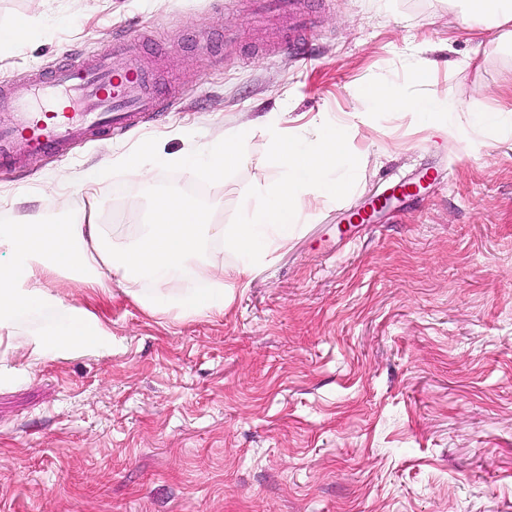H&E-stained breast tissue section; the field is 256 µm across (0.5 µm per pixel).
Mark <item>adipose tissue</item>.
Returning a JSON list of instances; mask_svg holds the SVG:
<instances>
[{"instance_id":"adipose-tissue-1","label":"adipose tissue","mask_w":512,"mask_h":512,"mask_svg":"<svg viewBox=\"0 0 512 512\" xmlns=\"http://www.w3.org/2000/svg\"><path fill=\"white\" fill-rule=\"evenodd\" d=\"M363 97L376 110L413 111L429 125L447 130L454 127L456 105L448 93L409 99L392 83L367 86ZM265 128L273 158L281 170L278 180L258 185L244 196L237 224L227 227L211 221L209 208L168 193L156 198L151 221L123 227L107 236L93 210H81L64 221L46 220L43 214L0 226V359L25 347L32 361L49 353L79 354L107 347L111 336L92 312L64 306L48 284L49 277L68 274L84 287L106 291L111 280L141 278L147 289L135 301L152 313L171 310L181 315L223 314L235 287L254 266L287 244L297 225L309 217L305 198L317 194L335 201L354 183L352 170L335 176L337 166L351 153L352 129L342 123L316 121L305 135L285 131L275 116ZM250 128L243 127L212 140L196 154L171 155L145 146L119 157L127 175L148 183L155 168L176 164L189 173L204 172L212 180H223L226 170L246 156ZM219 241L225 252L236 255L225 263L222 254L208 252L209 240ZM182 280L170 288L171 280ZM36 309L65 310L63 331L41 329L18 337L22 314Z\"/></svg>"}]
</instances>
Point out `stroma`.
Here are the masks:
<instances>
[{"instance_id": "1", "label": "stroma", "mask_w": 512, "mask_h": 512, "mask_svg": "<svg viewBox=\"0 0 512 512\" xmlns=\"http://www.w3.org/2000/svg\"><path fill=\"white\" fill-rule=\"evenodd\" d=\"M311 62L271 53L287 19L252 22V0H0V26L35 19L0 48V82L137 39L180 94L126 134L68 158L0 166V225L89 203L105 227L136 223L170 190L236 223L252 187L279 175L261 119L302 133L351 123L366 85L460 106L512 109V42L466 23L460 0H317ZM425 68L428 83L410 79ZM423 126L376 111L360 125L356 182L310 200L309 223L258 265L220 316L151 314L143 281L54 288L93 312L107 351L24 350L0 363V512H512V133ZM248 159L223 181L160 168L151 186L102 157L158 144L179 155L241 124ZM426 188L371 212L395 183ZM32 36V29L26 20H20L7 29H0V45L8 43L13 47L26 44Z\"/></svg>"}]
</instances>
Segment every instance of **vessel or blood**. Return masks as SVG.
I'll return each mask as SVG.
<instances>
[{
    "label": "vessel or blood",
    "instance_id": "b4317fda",
    "mask_svg": "<svg viewBox=\"0 0 512 512\" xmlns=\"http://www.w3.org/2000/svg\"><path fill=\"white\" fill-rule=\"evenodd\" d=\"M258 13H288L293 17L289 48L303 54L310 26L296 13L295 0H255ZM34 93L47 98L71 92L83 109L36 112L27 100L0 86V163L15 160L16 146L33 155L62 157L71 145L101 132L120 135L139 123L143 114L165 111L171 98L158 87L155 74L128 42L35 74Z\"/></svg>",
    "mask_w": 512,
    "mask_h": 512
}]
</instances>
